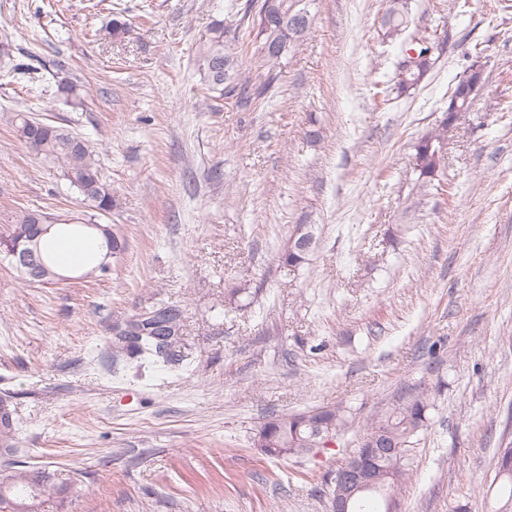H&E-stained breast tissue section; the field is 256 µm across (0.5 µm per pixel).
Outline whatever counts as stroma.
Wrapping results in <instances>:
<instances>
[{"mask_svg":"<svg viewBox=\"0 0 512 512\" xmlns=\"http://www.w3.org/2000/svg\"><path fill=\"white\" fill-rule=\"evenodd\" d=\"M246 0H0V234L15 213H88L31 154L25 111L92 143L125 239L111 270L25 284L0 258V398L17 468L66 493L41 512H330L327 476L387 404L427 394L402 512H497L512 446V9L412 0L446 48L411 95L381 103L398 48L386 0H312L300 49L243 103L201 83L215 22L254 51ZM122 37L109 35L112 19ZM484 43L485 85L448 130L447 184L420 190L414 145ZM81 90L73 107L62 81ZM311 225L306 264L278 254ZM181 311L168 361L113 346L115 328ZM345 407L310 458L271 459L269 419Z\"/></svg>","mask_w":512,"mask_h":512,"instance_id":"35a3bbf8","label":"stroma"}]
</instances>
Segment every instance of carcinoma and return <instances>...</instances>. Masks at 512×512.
I'll list each match as a JSON object with an SVG mask.
<instances>
[{
	"label": "carcinoma",
	"mask_w": 512,
	"mask_h": 512,
	"mask_svg": "<svg viewBox=\"0 0 512 512\" xmlns=\"http://www.w3.org/2000/svg\"><path fill=\"white\" fill-rule=\"evenodd\" d=\"M309 0H251L247 11L255 12L257 28L255 53L251 67L265 74V84L259 88L250 85L242 76V62L234 51L235 37L231 36V26L221 23L214 25L211 36L202 52L201 76L209 89L221 95H237L248 100L259 96L269 88L275 79V69L282 58L298 47L302 35L292 29L286 20L300 13L308 15ZM414 24L410 0H389L382 15L380 37L384 43H399L402 60L398 63L392 80L382 85V100L388 102L392 96H405L416 89L434 66L443 51L444 42L438 38L428 44H405L403 34ZM33 117L27 112H18L13 117V127L17 139L35 156L60 166L63 178L83 197V201L95 212H110L115 206L112 190L103 182L95 183L92 177L100 172L99 156L83 138L52 124H46L42 137L33 140L29 136V122ZM448 117L428 130L415 144V170L422 187H430L442 181L447 169V157L442 154V144L448 142ZM297 238H306L310 248L299 249L287 244L281 251L279 261L290 268L300 266L313 251L316 241L313 232L306 224L294 228ZM154 317L176 327L181 322V312L176 306H168L152 311ZM135 353L149 357H160L165 348L147 329L138 334L132 343ZM427 397L419 394L412 398L400 399L391 404L383 413L365 422L359 438L366 439L376 431L385 430L391 439L403 448L413 449L415 439L426 426ZM321 416L333 421L335 432L347 426L346 410L338 406L333 409L312 410L288 415L265 422L254 436L253 445L268 457L283 458L309 454V449L318 447V439L310 423V418ZM414 456L399 461L386 457L380 466L388 475L384 493L402 495V491L413 475ZM52 490L46 482L28 478V472L0 470V494L19 503H40L44 494Z\"/></svg>",
	"instance_id": "obj_1"
}]
</instances>
